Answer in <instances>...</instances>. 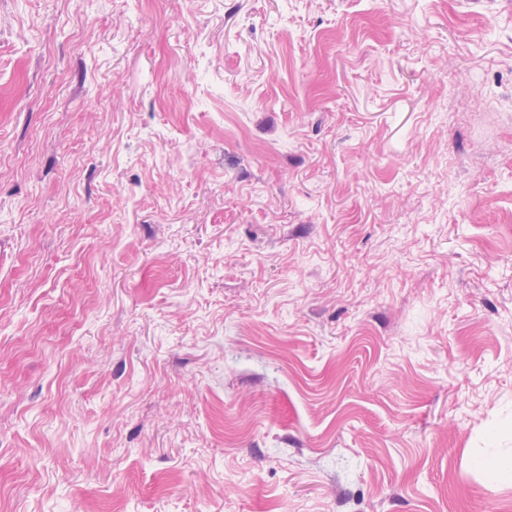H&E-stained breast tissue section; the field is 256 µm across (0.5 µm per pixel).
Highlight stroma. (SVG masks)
<instances>
[{"label":"stroma","instance_id":"stroma-1","mask_svg":"<svg viewBox=\"0 0 512 512\" xmlns=\"http://www.w3.org/2000/svg\"><path fill=\"white\" fill-rule=\"evenodd\" d=\"M512 0H0V512H512ZM478 468L492 475L496 480L512 482V460L510 462L499 460L493 453L480 458L476 462Z\"/></svg>","mask_w":512,"mask_h":512}]
</instances>
